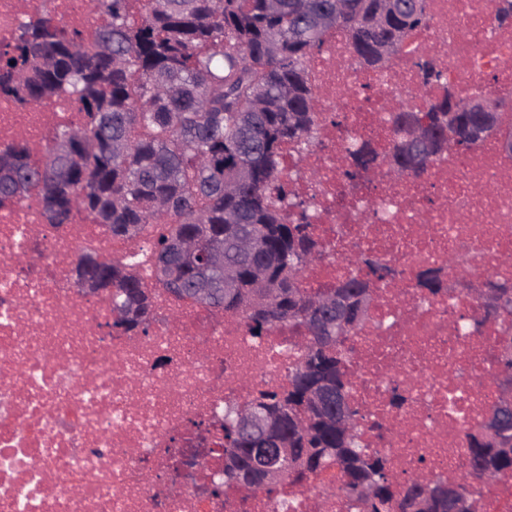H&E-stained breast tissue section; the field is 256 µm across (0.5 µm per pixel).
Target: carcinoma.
<instances>
[{
  "label": "carcinoma",
  "instance_id": "obj_1",
  "mask_svg": "<svg viewBox=\"0 0 512 512\" xmlns=\"http://www.w3.org/2000/svg\"><path fill=\"white\" fill-rule=\"evenodd\" d=\"M494 21L512 26V0H494ZM110 16L91 45L49 18L23 21L0 50V93L22 104L66 96L85 121L62 126L40 165L26 142L0 149V206L40 188L51 223L77 213L94 216L115 238L150 234L156 285L194 298L205 277L214 282L205 305L245 316L253 335L286 323L302 332L289 387L244 404L273 417L272 431L245 433L238 407L224 409V476L256 492L309 480L336 468L358 512H481L476 485L512 477V413L491 439L484 425L467 434L470 467L452 480L416 476L397 489L388 460L362 447L359 412L339 425L312 398L350 397L352 357L345 341L367 316L359 296L395 275L384 261L357 254V273L330 288L301 287L303 273L324 254L307 224L286 212L303 205L288 191L283 145L302 153L314 141L317 99L309 62L332 31L342 32L359 67L383 70L428 20V0H144L138 17L129 0H88ZM418 110L393 122L388 152L367 140L348 149L344 172L355 181L388 164L398 177L420 178L429 163L456 147L473 149L493 133L494 117L457 97L432 57L416 62ZM434 86L443 89L428 98ZM193 245L184 258L177 245ZM83 273L112 287L117 325L146 334L153 295L121 261L82 254ZM484 288L507 297L487 309L502 325L497 364L512 371V282ZM340 296L346 328L328 341L315 326L325 303Z\"/></svg>",
  "mask_w": 512,
  "mask_h": 512
}]
</instances>
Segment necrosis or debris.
Listing matches in <instances>:
<instances>
[{
	"mask_svg": "<svg viewBox=\"0 0 512 512\" xmlns=\"http://www.w3.org/2000/svg\"><path fill=\"white\" fill-rule=\"evenodd\" d=\"M429 4L428 24L384 70L361 69L343 35L326 39L310 64L322 108L314 144L285 152L290 188L325 247L303 285L335 284L360 252L398 272L351 339V394L364 446L392 461L401 484L468 468L466 436L499 398V329L484 317L481 283L512 279V159L497 139L449 151L422 179L384 167L354 183L342 176L353 141L384 147L393 113L420 105L415 57L433 56L462 94L487 84L512 96V27L494 23L492 0ZM25 17L51 18L87 43L109 20L85 0H0V47ZM81 117L67 98L29 106L0 94V146L23 137L40 163L56 129ZM84 251L136 258L155 296L146 335L124 334L109 297L73 284ZM452 259L471 274L470 293L454 289ZM428 270L438 294L419 284ZM298 340L285 324L253 336L243 315L169 295L145 239L112 237L84 213L57 227L38 189L0 206V512H354L332 469L204 499L178 471L194 449L223 447L225 407L287 387Z\"/></svg>",
	"mask_w": 512,
	"mask_h": 512,
	"instance_id": "1",
	"label": "necrosis or debris"
}]
</instances>
